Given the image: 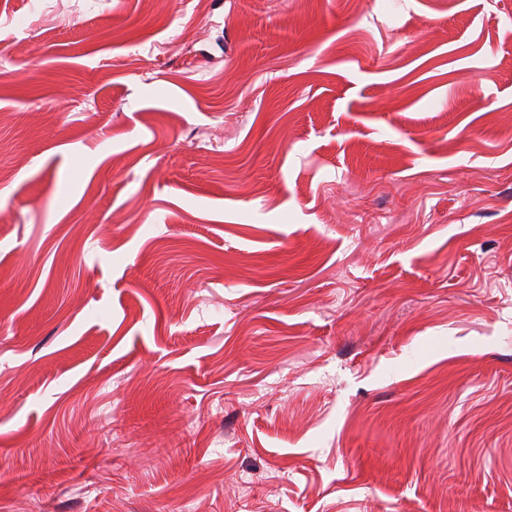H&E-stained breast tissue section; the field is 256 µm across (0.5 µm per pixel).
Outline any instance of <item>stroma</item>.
I'll list each match as a JSON object with an SVG mask.
<instances>
[{"label":"stroma","mask_w":512,"mask_h":512,"mask_svg":"<svg viewBox=\"0 0 512 512\" xmlns=\"http://www.w3.org/2000/svg\"><path fill=\"white\" fill-rule=\"evenodd\" d=\"M0 512H512V0H0Z\"/></svg>","instance_id":"1"}]
</instances>
